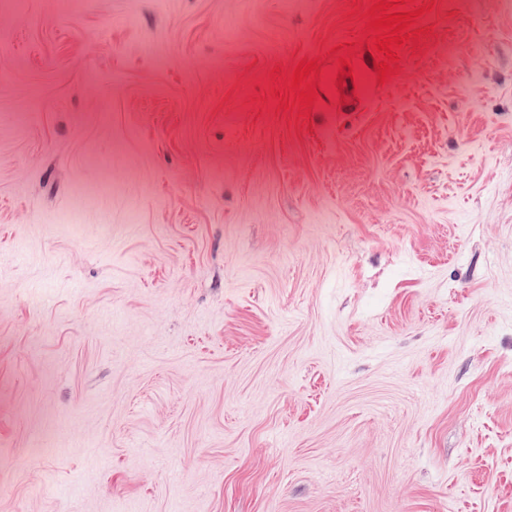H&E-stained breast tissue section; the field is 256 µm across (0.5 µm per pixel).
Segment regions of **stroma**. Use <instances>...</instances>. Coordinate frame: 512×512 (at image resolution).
<instances>
[{"label":"stroma","mask_w":512,"mask_h":512,"mask_svg":"<svg viewBox=\"0 0 512 512\" xmlns=\"http://www.w3.org/2000/svg\"><path fill=\"white\" fill-rule=\"evenodd\" d=\"M373 2L0 0V512H512V0Z\"/></svg>","instance_id":"obj_1"}]
</instances>
